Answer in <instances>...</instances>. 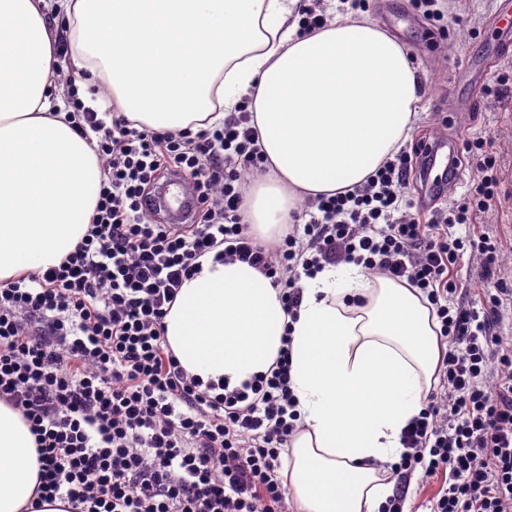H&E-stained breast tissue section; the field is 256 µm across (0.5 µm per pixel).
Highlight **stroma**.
Masks as SVG:
<instances>
[{
    "instance_id": "stroma-1",
    "label": "stroma",
    "mask_w": 512,
    "mask_h": 512,
    "mask_svg": "<svg viewBox=\"0 0 512 512\" xmlns=\"http://www.w3.org/2000/svg\"><path fill=\"white\" fill-rule=\"evenodd\" d=\"M512 0H464L451 4L436 27L426 28L413 0H366V11L409 48L424 84L406 149L422 139H461L475 136L492 142L500 168L499 197L477 223L455 225L456 237L484 234L501 241L496 278L512 289V88L503 99L483 96L484 86L505 76L512 80V29H501L496 17ZM473 101L471 110L453 113L449 104ZM457 298L478 304L486 286L478 255L464 254L453 270Z\"/></svg>"
}]
</instances>
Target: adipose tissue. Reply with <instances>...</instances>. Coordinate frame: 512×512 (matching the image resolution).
I'll return each mask as SVG.
<instances>
[{
  "mask_svg": "<svg viewBox=\"0 0 512 512\" xmlns=\"http://www.w3.org/2000/svg\"><path fill=\"white\" fill-rule=\"evenodd\" d=\"M302 0H0V280L53 265L87 230L101 169L51 80L62 15L84 103L107 83L125 115L176 131L248 101L266 174L242 219L282 234L301 201L364 183L408 140L423 100L409 49L377 21L298 36ZM164 319L183 369L236 387L290 347L300 428L284 476L303 512H378L388 462L423 409L440 324L415 289L353 262L303 278L296 319L242 261L199 259ZM34 438L0 402V512L37 484Z\"/></svg>",
  "mask_w": 512,
  "mask_h": 512,
  "instance_id": "1",
  "label": "adipose tissue"
}]
</instances>
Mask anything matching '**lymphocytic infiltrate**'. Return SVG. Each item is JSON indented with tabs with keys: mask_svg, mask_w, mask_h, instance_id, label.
<instances>
[{
	"mask_svg": "<svg viewBox=\"0 0 512 512\" xmlns=\"http://www.w3.org/2000/svg\"><path fill=\"white\" fill-rule=\"evenodd\" d=\"M72 128L94 150L102 183L88 228L58 264L0 281V401L18 411L39 461L34 497L69 512H295L278 472L297 429L289 350L269 370L217 392L180 365L164 318L208 252L249 263L280 287L289 316L301 276L356 262L418 289L447 347L441 394L402 433L392 470L447 472L431 512H512V340L494 326L511 292L454 303L449 278L463 253L494 272L491 239L454 238L498 196L489 140H467L477 182L429 220L402 213L413 158L399 151L366 182L307 202L310 219L271 244L241 222L253 148L247 105L199 130L162 132L72 98ZM178 173L201 203L189 224L148 209L163 175Z\"/></svg>",
	"mask_w": 512,
	"mask_h": 512,
	"instance_id": "lymphocytic-infiltrate-1",
	"label": "lymphocytic infiltrate"
}]
</instances>
